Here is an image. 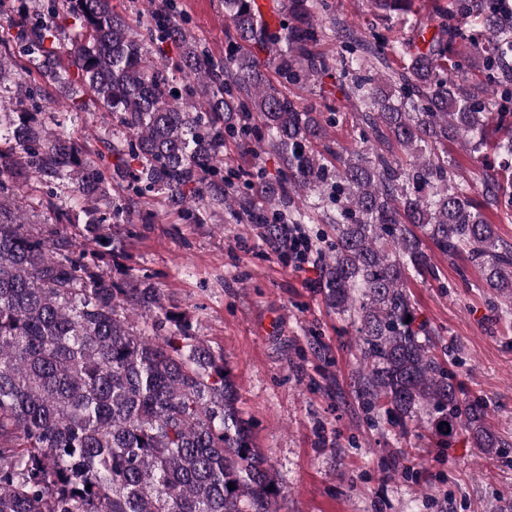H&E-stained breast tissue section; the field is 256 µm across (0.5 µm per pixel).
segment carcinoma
I'll list each match as a JSON object with an SVG mask.
<instances>
[{
	"label": "carcinoma",
	"instance_id": "obj_1",
	"mask_svg": "<svg viewBox=\"0 0 512 512\" xmlns=\"http://www.w3.org/2000/svg\"><path fill=\"white\" fill-rule=\"evenodd\" d=\"M369 2L380 20L419 10ZM430 2L420 34L431 36L415 51L373 26L364 39L335 32L347 48L335 60L317 51L328 0H280L272 19L257 0H224L233 34L218 64L177 0L133 18L112 0H0V512H281L284 501L224 354L147 280H112L104 230L128 220L124 204L67 134V113L52 129L42 117V102L77 83L87 98L69 111L107 112L124 131L97 156L112 159L128 202L156 192L189 224L230 210L272 241L289 222L321 244L326 300L355 327L364 404L446 447L463 434L487 455L512 447L434 354L407 291L412 277L436 276L435 250L512 302V243L497 228L512 222V0ZM165 44L179 87L156 58ZM261 52L288 85L340 67L364 105L356 146L333 147L337 118L274 87ZM22 60L39 80L15 70ZM229 141L254 164L226 176ZM452 145L480 160L472 180L458 179ZM32 184L69 193V208L41 199L53 222H32L16 205ZM75 210L90 253L60 231Z\"/></svg>",
	"mask_w": 512,
	"mask_h": 512
}]
</instances>
